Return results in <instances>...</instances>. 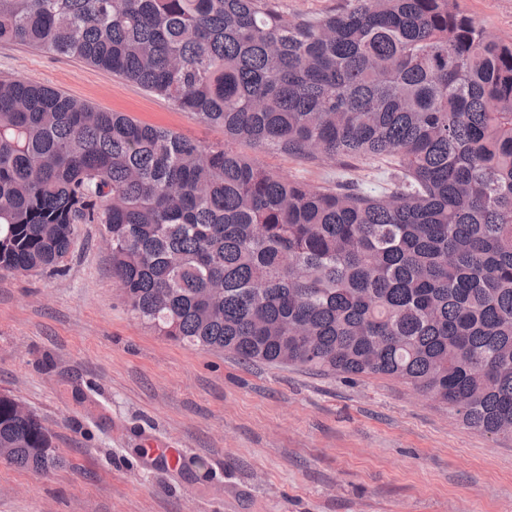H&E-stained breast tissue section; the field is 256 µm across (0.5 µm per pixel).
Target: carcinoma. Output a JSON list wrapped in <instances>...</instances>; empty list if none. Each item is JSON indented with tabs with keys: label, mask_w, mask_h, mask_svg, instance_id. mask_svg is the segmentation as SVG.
<instances>
[{
	"label": "carcinoma",
	"mask_w": 512,
	"mask_h": 512,
	"mask_svg": "<svg viewBox=\"0 0 512 512\" xmlns=\"http://www.w3.org/2000/svg\"><path fill=\"white\" fill-rule=\"evenodd\" d=\"M0 43L120 76L224 128L203 145L0 79V270L59 272L103 224L161 335L245 361L389 376L512 437V43L457 0H0ZM388 160L391 188L290 180L235 144ZM0 458L64 466L0 395ZM282 9L288 16L303 14L319 16L340 8L346 0H280Z\"/></svg>",
	"instance_id": "cac0c4a2"
}]
</instances>
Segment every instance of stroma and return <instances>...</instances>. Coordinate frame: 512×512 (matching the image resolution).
Segmentation results:
<instances>
[{"instance_id": "35a3bbf8", "label": "stroma", "mask_w": 512, "mask_h": 512, "mask_svg": "<svg viewBox=\"0 0 512 512\" xmlns=\"http://www.w3.org/2000/svg\"><path fill=\"white\" fill-rule=\"evenodd\" d=\"M512 42V0H458ZM56 88L205 145L224 130L111 72L0 44V78ZM241 153L313 186L389 188L383 160ZM101 224L54 273L0 270V394L67 465L0 458V512H512V439L477 433L402 381L246 363L159 335L125 303ZM178 448V471L148 461Z\"/></svg>"}]
</instances>
